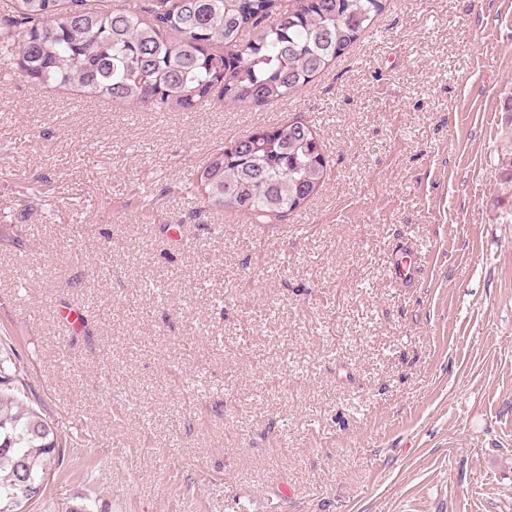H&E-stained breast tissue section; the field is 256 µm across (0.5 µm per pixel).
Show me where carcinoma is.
<instances>
[{
  "instance_id": "carcinoma-1",
  "label": "carcinoma",
  "mask_w": 512,
  "mask_h": 512,
  "mask_svg": "<svg viewBox=\"0 0 512 512\" xmlns=\"http://www.w3.org/2000/svg\"><path fill=\"white\" fill-rule=\"evenodd\" d=\"M11 0L0 60L28 82L71 87L156 112L261 106L309 83L370 31L385 0ZM316 132L293 120L214 150L190 184L207 203L276 224L323 184ZM20 354L0 343V512H23L63 445L32 405ZM28 496L16 497L18 485Z\"/></svg>"
}]
</instances>
